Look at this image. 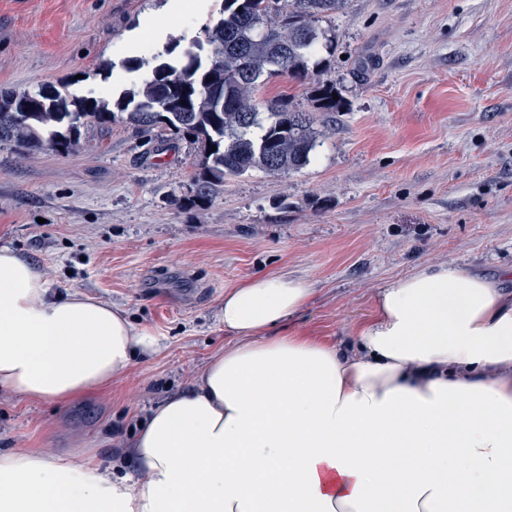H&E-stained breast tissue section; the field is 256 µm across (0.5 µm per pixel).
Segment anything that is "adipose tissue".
I'll return each instance as SVG.
<instances>
[{"instance_id":"adipose-tissue-1","label":"adipose tissue","mask_w":512,"mask_h":512,"mask_svg":"<svg viewBox=\"0 0 512 512\" xmlns=\"http://www.w3.org/2000/svg\"><path fill=\"white\" fill-rule=\"evenodd\" d=\"M312 294L280 275L226 289L233 343L139 421L132 473L81 449L0 450V512H512V300L423 268L348 342L273 335ZM161 348L0 247V392L67 404Z\"/></svg>"}]
</instances>
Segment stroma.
Returning a JSON list of instances; mask_svg holds the SVG:
<instances>
[{"label": "stroma", "instance_id": "1", "mask_svg": "<svg viewBox=\"0 0 512 512\" xmlns=\"http://www.w3.org/2000/svg\"><path fill=\"white\" fill-rule=\"evenodd\" d=\"M166 0H0V89L67 84L76 97L142 84V22ZM223 0L168 28L170 61L204 41ZM322 77L343 100L306 167L229 176L192 205L197 153L122 120L82 128L77 150L0 143V246L51 287L124 308L160 336L115 390L70 404L0 394V448L95 449L119 460L139 417L187 386L232 337L225 288L283 274L315 290L291 332L330 342L373 314L375 294L418 269L459 268L512 294V0H348L321 22ZM134 51H126L127 43ZM258 101L315 111L287 75Z\"/></svg>", "mask_w": 512, "mask_h": 512}]
</instances>
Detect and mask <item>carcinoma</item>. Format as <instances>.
<instances>
[{"label": "carcinoma", "instance_id": "cac0c4a2", "mask_svg": "<svg viewBox=\"0 0 512 512\" xmlns=\"http://www.w3.org/2000/svg\"><path fill=\"white\" fill-rule=\"evenodd\" d=\"M348 0H224V18L206 29L207 63L188 50L186 62L162 61L152 76L117 99L73 98L62 84L36 92L0 91V142L20 153L74 150L80 127L112 123L115 113L141 132L155 128L190 139L198 155L192 203L204 204L224 177L254 169L286 175L309 164L319 145L317 123L338 108L336 87L321 79L316 46L332 53L319 22ZM287 74L311 85L320 115L263 104L254 93L262 78ZM216 151H211V146Z\"/></svg>", "mask_w": 512, "mask_h": 512}]
</instances>
